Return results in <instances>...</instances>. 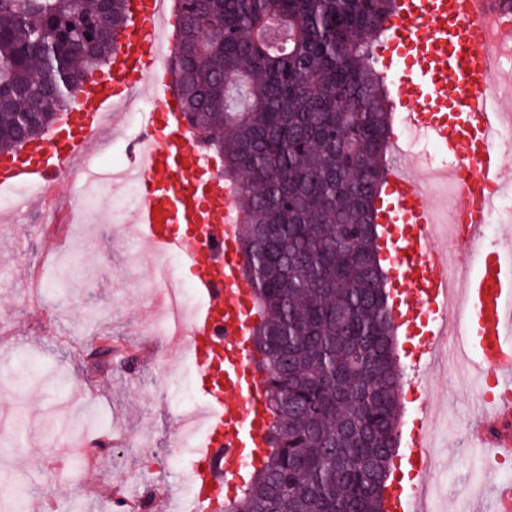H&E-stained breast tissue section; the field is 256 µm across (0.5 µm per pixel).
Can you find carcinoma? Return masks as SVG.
Masks as SVG:
<instances>
[{"label": "carcinoma", "instance_id": "obj_1", "mask_svg": "<svg viewBox=\"0 0 512 512\" xmlns=\"http://www.w3.org/2000/svg\"><path fill=\"white\" fill-rule=\"evenodd\" d=\"M393 0H178L173 87L241 186L272 453L225 512H381L401 368L374 204ZM126 0H0V153L107 64Z\"/></svg>", "mask_w": 512, "mask_h": 512}]
</instances>
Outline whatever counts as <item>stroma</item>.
Instances as JSON below:
<instances>
[{"label":"stroma","instance_id":"obj_1","mask_svg":"<svg viewBox=\"0 0 512 512\" xmlns=\"http://www.w3.org/2000/svg\"><path fill=\"white\" fill-rule=\"evenodd\" d=\"M139 128L115 114L93 163L111 162ZM76 189L65 177L47 191L52 207L0 204V489L24 485L36 512H66L74 499L85 512H114L117 493L126 512H160L182 493L172 393L192 367L177 339L159 336L142 350L156 316L153 272L128 224L105 236L66 225V247L48 252L45 229L67 217ZM426 386L439 409L428 481L456 512L465 486L496 470L497 450H472L483 422L473 377L440 365Z\"/></svg>","mask_w":512,"mask_h":512}]
</instances>
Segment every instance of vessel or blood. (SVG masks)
<instances>
[{
    "label": "vessel or blood",
    "instance_id": "vessel-or-blood-1",
    "mask_svg": "<svg viewBox=\"0 0 512 512\" xmlns=\"http://www.w3.org/2000/svg\"><path fill=\"white\" fill-rule=\"evenodd\" d=\"M491 8V0H396L382 60L403 124L447 154L458 189L456 214L467 226L469 248L478 251L485 248L495 191L512 186V167L491 141L503 116L481 24ZM169 24L165 0H129L109 71L76 88L70 110L49 136L0 155V191L51 183L73 163L88 161L110 111L136 94L152 102L132 150L141 171L132 222L149 251L179 259L180 277L199 298L189 321H174L191 355L205 421L199 446L176 441L192 459V492L177 512H224L270 454L271 418L265 379L255 366L253 287L239 272L242 212L161 77ZM394 156L375 203L394 325L417 338V357L428 369L447 354L449 336L463 332L466 373L512 389V250L486 255L475 276L449 279L448 249L425 196L423 172L407 164L402 151ZM432 414V404L421 401L408 443L413 481L392 486L384 512H419L433 466Z\"/></svg>",
    "mask_w": 512,
    "mask_h": 512
}]
</instances>
